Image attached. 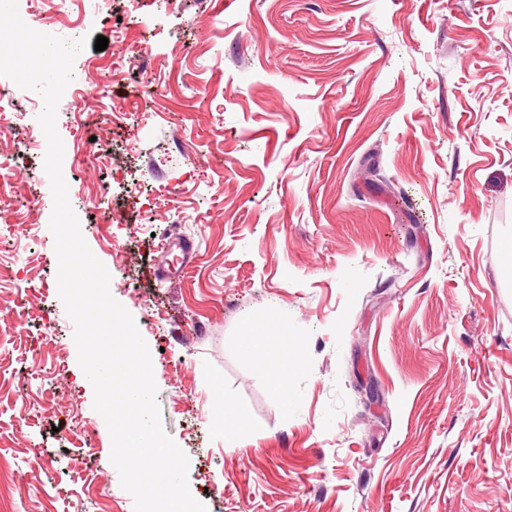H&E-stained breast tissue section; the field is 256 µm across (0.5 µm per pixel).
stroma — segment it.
<instances>
[{
    "label": "stroma",
    "instance_id": "stroma-1",
    "mask_svg": "<svg viewBox=\"0 0 512 512\" xmlns=\"http://www.w3.org/2000/svg\"><path fill=\"white\" fill-rule=\"evenodd\" d=\"M20 17L109 40L73 64L91 105L59 102L62 171L207 512H512V0ZM40 112L0 106V512H134L58 295ZM225 401L259 437L225 441Z\"/></svg>",
    "mask_w": 512,
    "mask_h": 512
}]
</instances>
